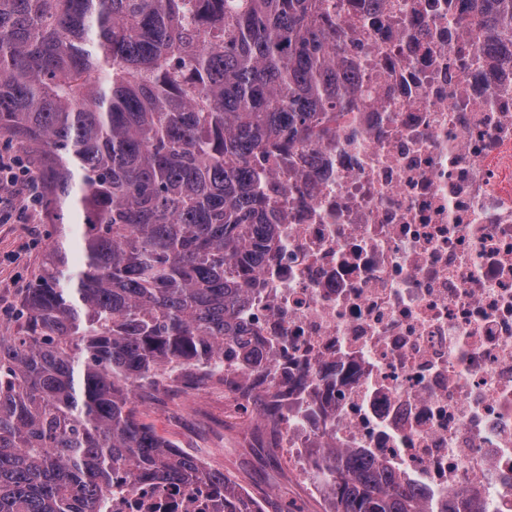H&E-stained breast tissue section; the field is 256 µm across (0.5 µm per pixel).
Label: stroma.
Listing matches in <instances>:
<instances>
[{
	"mask_svg": "<svg viewBox=\"0 0 512 512\" xmlns=\"http://www.w3.org/2000/svg\"><path fill=\"white\" fill-rule=\"evenodd\" d=\"M49 220L36 224L0 223V332H15L12 311L28 288L41 249L48 240ZM204 406L190 407L181 387L165 394L162 406L147 404L140 411L146 422L168 439L185 436L195 442V457L249 487L264 512L290 506L294 512H327L324 498L309 494L298 471L280 448H268L243 432L237 416L224 409V394L208 391Z\"/></svg>",
	"mask_w": 512,
	"mask_h": 512,
	"instance_id": "1",
	"label": "stroma"
}]
</instances>
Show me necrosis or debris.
Instances as JSON below:
<instances>
[{
	"instance_id": "necrosis-or-debris-1",
	"label": "necrosis or debris",
	"mask_w": 512,
	"mask_h": 512,
	"mask_svg": "<svg viewBox=\"0 0 512 512\" xmlns=\"http://www.w3.org/2000/svg\"><path fill=\"white\" fill-rule=\"evenodd\" d=\"M473 0H340L348 117L256 169L282 216L247 283L261 428L362 449L434 507L512 512V38ZM101 512H224V493L114 479Z\"/></svg>"
}]
</instances>
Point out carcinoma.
Here are the masks:
<instances>
[{
    "mask_svg": "<svg viewBox=\"0 0 512 512\" xmlns=\"http://www.w3.org/2000/svg\"><path fill=\"white\" fill-rule=\"evenodd\" d=\"M336 0H0V137L43 183L53 226L18 329L0 335V512H97L125 474L210 484L142 419L137 395L224 359L278 212L260 161L349 111ZM485 0L474 35L505 26ZM78 213L80 260L65 247ZM330 512H417L421 493L366 452L318 448Z\"/></svg>",
    "mask_w": 512,
    "mask_h": 512,
    "instance_id": "cac0c4a2",
    "label": "carcinoma"
}]
</instances>
